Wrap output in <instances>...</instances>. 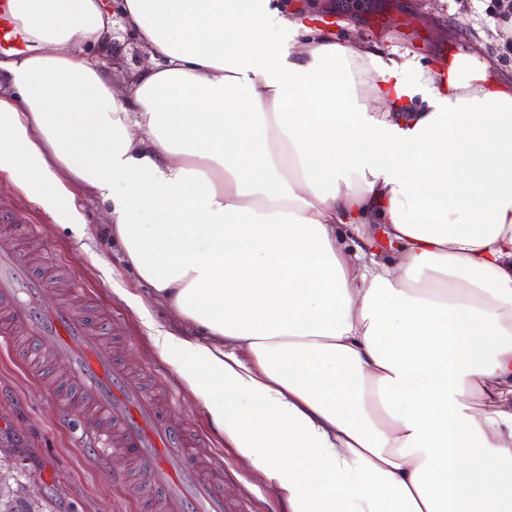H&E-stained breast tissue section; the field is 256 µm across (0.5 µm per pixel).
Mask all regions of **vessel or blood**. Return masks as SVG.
Masks as SVG:
<instances>
[{
	"instance_id": "obj_1",
	"label": "vessel or blood",
	"mask_w": 512,
	"mask_h": 512,
	"mask_svg": "<svg viewBox=\"0 0 512 512\" xmlns=\"http://www.w3.org/2000/svg\"><path fill=\"white\" fill-rule=\"evenodd\" d=\"M0 309L9 313L0 339L26 334L66 363L64 383L74 394L60 410L85 423L79 440L93 460L107 467L117 457L136 463L137 496L162 492L166 512H224L223 478L201 466L196 437L131 377L82 309L60 302L43 277L33 276L7 234L0 235Z\"/></svg>"
}]
</instances>
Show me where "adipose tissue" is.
Segmentation results:
<instances>
[{
	"mask_svg": "<svg viewBox=\"0 0 512 512\" xmlns=\"http://www.w3.org/2000/svg\"><path fill=\"white\" fill-rule=\"evenodd\" d=\"M0 173L168 309L148 341L288 512H512V82L288 0H8ZM151 50L117 94L113 11Z\"/></svg>",
	"mask_w": 512,
	"mask_h": 512,
	"instance_id": "adipose-tissue-1",
	"label": "adipose tissue"
}]
</instances>
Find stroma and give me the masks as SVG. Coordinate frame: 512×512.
<instances>
[{
    "label": "stroma",
    "instance_id": "35a3bbf8",
    "mask_svg": "<svg viewBox=\"0 0 512 512\" xmlns=\"http://www.w3.org/2000/svg\"><path fill=\"white\" fill-rule=\"evenodd\" d=\"M352 27L325 25L326 34L397 50L424 69L440 72L449 56L469 53L512 79V53L504 48L512 21L491 22L489 0H345ZM149 60L147 48L118 35L112 53L116 91L130 88ZM85 235L56 224L36 203L0 173V209L18 212L20 224L0 223V233H15L20 249L41 272L57 271L62 289L84 303L95 325L106 328L128 369L143 376L147 389L166 404L171 417L199 439L204 461L224 467L226 512H288L262 474L241 460L210 428L203 406L181 387L145 339L141 321L115 292L123 287L141 297L158 322L164 309L112 253L102 227L110 223L109 205L86 188L76 191ZM64 363L31 357L23 344H0V506L16 512H142L129 489L136 472L124 480L98 467L79 446L72 421L58 410L68 393L51 387Z\"/></svg>",
    "mask_w": 512,
    "mask_h": 512
}]
</instances>
